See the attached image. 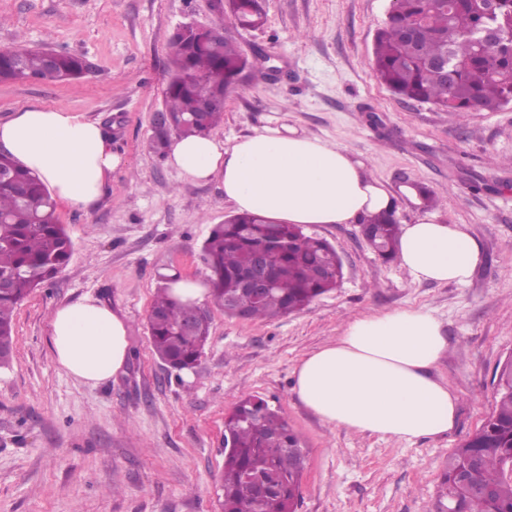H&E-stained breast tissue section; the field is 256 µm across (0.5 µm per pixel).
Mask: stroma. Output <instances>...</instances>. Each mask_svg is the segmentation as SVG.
<instances>
[{"label": "stroma", "mask_w": 512, "mask_h": 512, "mask_svg": "<svg viewBox=\"0 0 512 512\" xmlns=\"http://www.w3.org/2000/svg\"><path fill=\"white\" fill-rule=\"evenodd\" d=\"M265 25L226 24L245 56H267L224 104L225 144L267 128L347 148L369 177L399 191H447L440 220L482 245L467 283L414 281L380 258L355 224H318L343 279L305 309L241 320L205 301L211 332L200 362L174 372L155 357L148 317L161 275L208 278L202 245L235 212L218 182L182 178L149 148L172 69V30L210 25V0H0V47L24 41L80 56L61 82H0V122L40 106L99 121L121 159L99 198L57 201L74 242L65 269L15 315L13 353L0 368V512H221L224 421L243 399L266 400L306 453L297 512H438L449 455L493 412L494 377L512 354V105L464 120L398 99L377 77L373 42L391 0H263ZM93 298L125 317L123 370L92 387L53 351L58 305ZM422 307L443 324L444 356L430 373L458 398L448 434L415 441L330 428L294 391L307 354L347 321Z\"/></svg>", "instance_id": "obj_1"}]
</instances>
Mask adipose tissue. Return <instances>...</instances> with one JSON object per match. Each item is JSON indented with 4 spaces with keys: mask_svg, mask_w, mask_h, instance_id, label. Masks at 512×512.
<instances>
[{
    "mask_svg": "<svg viewBox=\"0 0 512 512\" xmlns=\"http://www.w3.org/2000/svg\"><path fill=\"white\" fill-rule=\"evenodd\" d=\"M0 148L73 205L94 202L120 157L100 123L30 107L0 123ZM167 163L185 179L219 182L238 212L286 224H354L389 211L396 193L370 179L343 147L296 131H264L232 145L212 134L175 138ZM418 282L463 283L482 249L462 224L431 213L404 225L397 255ZM57 361L71 376L99 384L123 369L125 320L96 300L64 304L50 320ZM448 348L441 321L411 308L350 319L335 342L297 365L294 390L325 423L384 438H435L453 430L457 398L431 368Z\"/></svg>",
    "mask_w": 512,
    "mask_h": 512,
    "instance_id": "adipose-tissue-1",
    "label": "adipose tissue"
}]
</instances>
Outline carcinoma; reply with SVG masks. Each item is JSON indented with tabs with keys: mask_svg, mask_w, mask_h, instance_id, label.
Here are the masks:
<instances>
[{
	"mask_svg": "<svg viewBox=\"0 0 512 512\" xmlns=\"http://www.w3.org/2000/svg\"><path fill=\"white\" fill-rule=\"evenodd\" d=\"M243 29L265 22L260 0H228L227 10L209 29H224V15ZM499 28L512 43V0H392L388 21L375 36L373 55L380 79L398 96L435 106L463 119L472 108L497 110L512 96V62L477 44L474 30ZM174 72L165 96L173 134L188 137L216 128L224 115L226 95L236 90L240 73L261 69L265 57L248 60L224 37L214 48L202 34L175 32ZM448 57L457 64L448 74L432 61ZM86 71L85 61L59 52L52 68L40 49L0 50V81H60ZM367 226L379 256L395 257L400 225L394 214L368 215ZM210 271L211 297L222 306L230 299L251 319L298 312L336 287L341 276L336 249L296 224H274L256 214H236L210 229L202 247ZM262 253L270 286L261 297L241 289L256 253ZM73 242L56 216V204L36 174L0 152V352L12 353L14 315L18 306L68 264ZM193 305L159 288L149 314L150 343L161 363L174 370L194 368L209 336L210 319H197L192 335L181 325ZM495 410L453 452L444 474L441 497L451 512H512V481L504 467L512 456V357L497 376ZM224 500L222 512H296L304 469L299 437L261 398L240 402L224 422ZM289 453L298 456L291 469L281 466ZM474 472V487L453 478L457 468ZM495 487L489 498L482 489Z\"/></svg>",
	"mask_w": 512,
	"mask_h": 512,
	"instance_id": "1",
	"label": "carcinoma"
}]
</instances>
